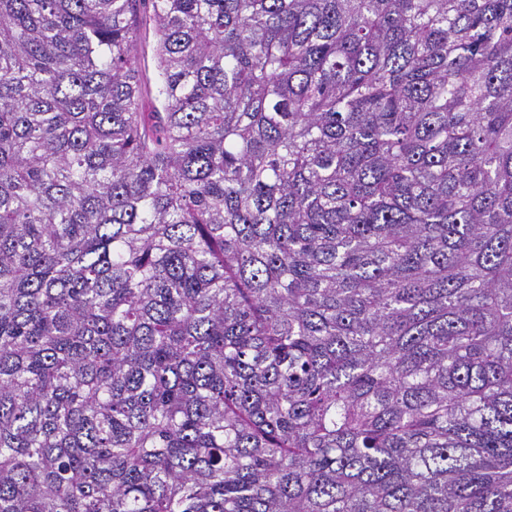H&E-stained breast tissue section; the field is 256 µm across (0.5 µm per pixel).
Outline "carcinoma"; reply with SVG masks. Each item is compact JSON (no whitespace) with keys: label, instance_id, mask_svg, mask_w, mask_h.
Masks as SVG:
<instances>
[{"label":"carcinoma","instance_id":"obj_1","mask_svg":"<svg viewBox=\"0 0 512 512\" xmlns=\"http://www.w3.org/2000/svg\"><path fill=\"white\" fill-rule=\"evenodd\" d=\"M0 512H512V0H0ZM155 37L152 30L142 31L143 52L141 56V71L145 87V100L150 102L155 94L157 83L156 58L154 53Z\"/></svg>","mask_w":512,"mask_h":512}]
</instances>
